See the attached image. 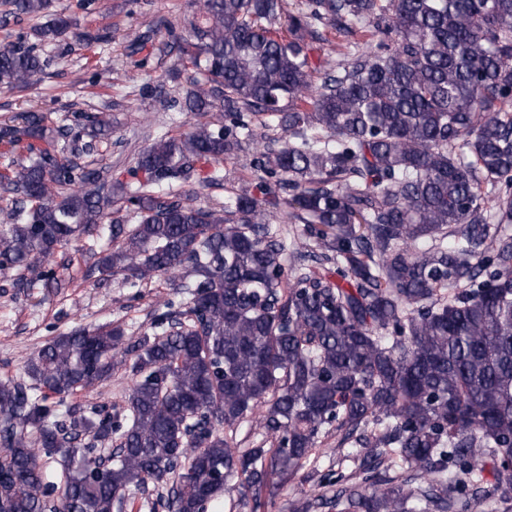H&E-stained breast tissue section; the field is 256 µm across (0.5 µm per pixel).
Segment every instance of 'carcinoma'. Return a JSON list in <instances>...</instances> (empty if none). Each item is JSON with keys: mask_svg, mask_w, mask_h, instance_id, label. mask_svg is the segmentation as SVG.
<instances>
[{"mask_svg": "<svg viewBox=\"0 0 512 512\" xmlns=\"http://www.w3.org/2000/svg\"><path fill=\"white\" fill-rule=\"evenodd\" d=\"M36 16L47 0H11ZM285 22L287 34L277 31ZM183 58L197 77L161 110L222 112L224 123L164 134L137 157L138 184L92 167L86 127L27 112L29 153L0 172L13 195L0 271L31 270L87 235L99 272L138 281L187 269L192 306L160 336L76 329L0 381V512H118L169 485L167 512H205L232 479L293 478L336 425L340 442L397 475L321 495L328 512H479L467 489L493 479L484 512H512V0H201ZM74 27L58 17L39 43ZM336 34V59L313 44ZM43 72L32 47L0 49V83ZM263 127L254 169L276 179L224 205L177 186ZM135 213L125 223L122 211ZM317 224L321 260L285 282L287 244L270 213ZM447 244L442 241L448 237ZM44 287L70 281L47 271ZM130 362L124 422L70 396ZM259 413L270 448L239 450L221 427Z\"/></svg>", "mask_w": 512, "mask_h": 512, "instance_id": "cac0c4a2", "label": "carcinoma"}]
</instances>
